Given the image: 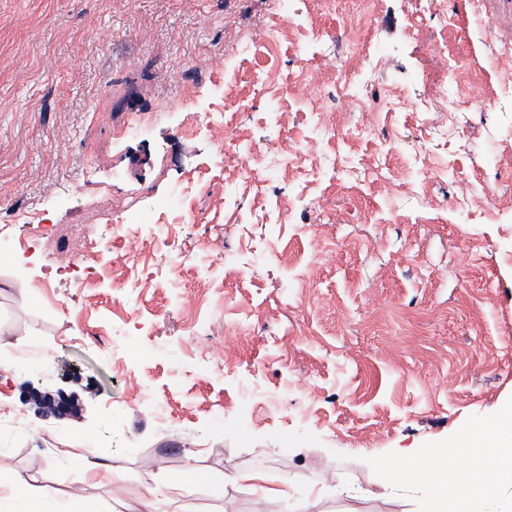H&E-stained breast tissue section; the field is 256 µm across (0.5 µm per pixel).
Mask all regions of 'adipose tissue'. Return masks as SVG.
<instances>
[{
  "instance_id": "obj_1",
  "label": "adipose tissue",
  "mask_w": 512,
  "mask_h": 512,
  "mask_svg": "<svg viewBox=\"0 0 512 512\" xmlns=\"http://www.w3.org/2000/svg\"><path fill=\"white\" fill-rule=\"evenodd\" d=\"M455 468H448L436 449L406 452L394 464L370 457L373 468H388L393 483L423 488L433 512H504L503 493L512 488V406L504 407L492 429H468L455 440ZM84 489L73 492L65 512H98L95 489L116 479L109 462L92 461ZM193 469L169 480L164 487L144 485L137 512H187L179 496L187 482L198 480Z\"/></svg>"
}]
</instances>
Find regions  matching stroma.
Wrapping results in <instances>:
<instances>
[{
    "mask_svg": "<svg viewBox=\"0 0 512 512\" xmlns=\"http://www.w3.org/2000/svg\"><path fill=\"white\" fill-rule=\"evenodd\" d=\"M358 7L0 0V416L24 418L0 428V481L33 475L62 500L79 460L109 457L122 476L100 512H132L150 476L189 463L193 512H251L225 481L238 471L292 482L266 512H297L321 481L333 492L306 512H428L368 455L450 450L512 404L496 6L372 0L350 103L328 59ZM311 76L317 97L273 99ZM174 193L186 214L161 208ZM150 208L155 233L130 221ZM43 394L71 413H44Z\"/></svg>",
    "mask_w": 512,
    "mask_h": 512,
    "instance_id": "obj_1",
    "label": "stroma"
}]
</instances>
